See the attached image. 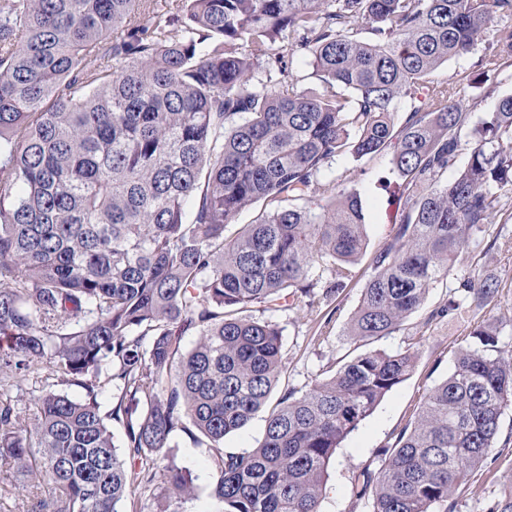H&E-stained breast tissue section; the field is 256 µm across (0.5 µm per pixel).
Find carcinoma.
<instances>
[{
	"mask_svg": "<svg viewBox=\"0 0 512 512\" xmlns=\"http://www.w3.org/2000/svg\"><path fill=\"white\" fill-rule=\"evenodd\" d=\"M498 16L512 0H0V460L54 489L26 512L152 498L185 512L197 486L171 448L191 426L215 451V512H321L336 449L416 352L365 351L270 406L282 330L243 312L344 287L366 245L363 207L326 173L389 148L406 208L347 335H392L441 281L450 313L494 299L498 279L456 265L496 247L493 218L512 221V94L475 122L430 77L480 47L483 72L512 66ZM295 55L322 91L288 80ZM465 136L469 156L445 182ZM320 259L330 285L316 292ZM470 336L379 467L360 472L369 512H454L487 460L512 406V350L493 323ZM33 373L48 385L26 422ZM264 408L258 446L224 449Z\"/></svg>",
	"mask_w": 512,
	"mask_h": 512,
	"instance_id": "carcinoma-1",
	"label": "carcinoma"
}]
</instances>
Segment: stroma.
Returning a JSON list of instances; mask_svg holds the SVG:
<instances>
[{"label": "stroma", "instance_id": "1", "mask_svg": "<svg viewBox=\"0 0 512 512\" xmlns=\"http://www.w3.org/2000/svg\"><path fill=\"white\" fill-rule=\"evenodd\" d=\"M467 72L470 83L458 95L474 117L490 111L492 98L483 94L484 87L497 94L512 93V68L493 75L483 74L476 57L452 60L440 66L434 81H454L457 73ZM391 152L362 158L346 155L332 165L331 178L338 189L359 193L365 214L366 248L351 267V277L333 299L321 305H309L307 299L279 311L254 306L252 317L275 322L282 329L283 352L288 371L281 384L300 391L308 390L327 367L350 360L364 349L362 343L346 335L350 319L362 291L372 275V260L390 242L402 210L400 180L391 164ZM489 236L498 237L500 247L490 255L485 266L488 275L498 278L501 288L488 305L464 308L452 315L442 314L448 302L445 284L429 290L422 310L412 314L401 329L379 340L380 348L417 349L416 366L410 377L388 393L373 413L350 433L336 452L328 469L321 503L322 512H366L359 498L357 477L364 468H377L383 448L391 445L395 435L408 425L419 411L428 389L447 378L453 369L457 349L469 339L479 323L498 324L502 345L512 347V223L494 219ZM177 460L189 471L200 493L186 503V512H211L206 494L216 475L215 453L207 442H196L186 433L177 434ZM512 487V410L502 417L501 428L487 462L476 470L469 482L455 495L456 512H487L505 489Z\"/></svg>", "mask_w": 512, "mask_h": 512}]
</instances>
